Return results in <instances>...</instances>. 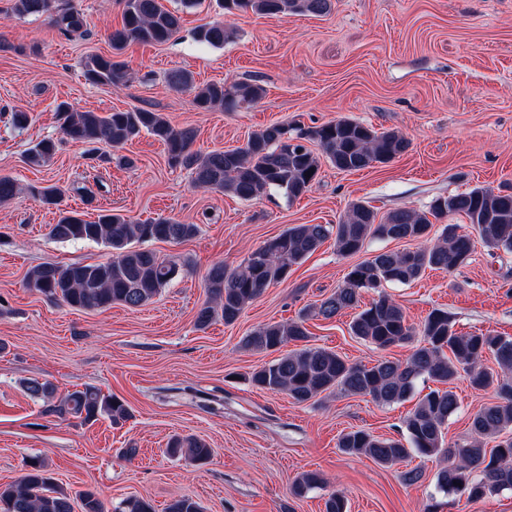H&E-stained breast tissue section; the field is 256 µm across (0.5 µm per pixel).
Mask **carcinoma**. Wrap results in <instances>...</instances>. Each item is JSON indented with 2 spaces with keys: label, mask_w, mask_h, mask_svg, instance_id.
I'll list each match as a JSON object with an SVG mask.
<instances>
[{
  "label": "carcinoma",
  "mask_w": 512,
  "mask_h": 512,
  "mask_svg": "<svg viewBox=\"0 0 512 512\" xmlns=\"http://www.w3.org/2000/svg\"><path fill=\"white\" fill-rule=\"evenodd\" d=\"M15 16L43 15L67 38H82L87 32L85 14L70 3L59 0H10ZM228 13L235 11L256 16L292 14L326 15L334 0H219ZM182 17L161 0H123L122 26L109 35L114 53L90 54L83 64L87 81L96 85L124 86L128 77L119 52L130 42L164 44L181 30ZM197 41L221 47L231 37L224 22L215 21L194 31ZM168 83L193 95L194 106L201 111L222 107L226 112L249 109L265 96L264 87L255 81L211 82L194 84L191 74L173 70ZM63 138L85 146V157L108 163L112 156L100 151L101 144L121 148L145 132L167 149L169 162L193 171L195 187L224 192L249 201L279 192L297 198L313 186L327 161L342 172L360 171L377 163L389 162L408 147L406 138L396 131L378 132L351 118L341 117L314 127L271 124L251 133L242 147L215 150L205 155L192 150L195 131L176 127L161 113L143 108L114 111L104 116L79 111L62 102L56 107ZM316 144L321 153L307 143ZM58 142L52 138L37 141L27 154L33 166L47 164L55 155ZM311 175H305L309 169ZM19 188L14 178L0 175V202L15 198ZM28 192L47 206L60 204L63 190L56 185L28 186ZM460 216L471 224L492 249L512 252V193L475 187L468 192L435 199L427 210L398 209L378 218L361 201L353 202L333 224H294L277 237L252 250L243 264L229 270L219 264L208 273L209 299L196 315V325L204 328L215 318L234 322L244 308L260 298L268 288L282 282L289 270L314 253L327 240L334 239L336 253L351 257L365 251L367 242L406 240L414 248L381 250L353 265L341 285L316 305L315 314L330 319L346 309L359 307L362 293L373 291L377 298L359 311L350 323L351 335L379 350L410 346L403 360L380 359L371 365L350 363L337 353L304 344L309 332L306 317L286 323L265 324L243 340V346L260 352L278 351L290 343L302 346L253 371L248 381L273 393H286L297 403L338 390L346 395L368 396L385 406L409 398L421 378L451 384L465 372L472 389L494 388L496 398L472 417L470 440L450 445L446 441L448 419L458 409L452 389H434L423 395L403 420L404 432L398 438H383L366 430H352L339 438L338 448L350 456L368 457L383 466L404 462L417 452L441 457L446 465L436 474L439 490L464 494L470 501L504 489H512V340L490 333H460L451 315L434 309L418 325L408 323L400 304L382 288L386 284H408L426 270L451 273L466 265L474 250L470 234L458 224H445L440 234L430 237L434 222ZM196 224H185L173 217L133 221L110 210L94 221L74 211L59 213L50 225L49 236L58 242L88 241L112 250V257L98 264L58 266L42 264L29 270L24 285L77 310H98L114 304L139 308L152 301L180 274L173 259L158 256L139 244L148 241L182 243L195 237ZM492 355L499 370L491 371L484 357ZM26 390L40 401L45 411L61 419L69 417L84 425L101 417L114 423L126 420L125 405L93 386L57 395L53 384L31 380ZM496 442L484 448L486 441ZM168 451L204 464L212 449L204 440L175 437ZM323 482L316 472H305L293 481L295 496ZM80 502L81 512H105L91 491L74 496L65 492L45 459L32 456L25 461L23 474L14 482L0 485V512H74ZM114 512H154L152 505L140 498L123 500ZM166 512H203L202 506L188 496L173 499Z\"/></svg>",
  "instance_id": "carcinoma-1"
}]
</instances>
